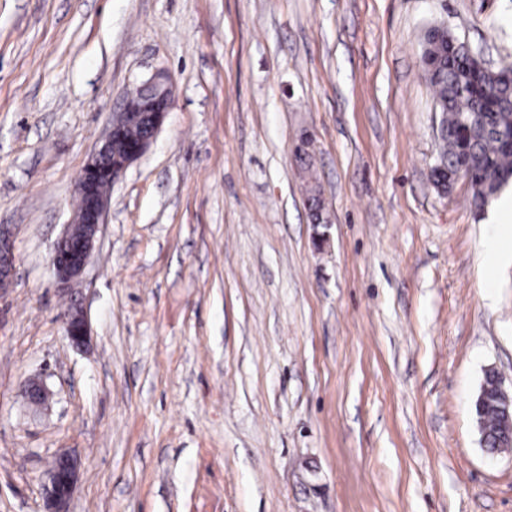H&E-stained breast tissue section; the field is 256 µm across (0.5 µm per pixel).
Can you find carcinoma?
<instances>
[{
  "label": "carcinoma",
  "mask_w": 512,
  "mask_h": 512,
  "mask_svg": "<svg viewBox=\"0 0 512 512\" xmlns=\"http://www.w3.org/2000/svg\"><path fill=\"white\" fill-rule=\"evenodd\" d=\"M479 51L451 32L430 28L424 38L420 65L442 113L444 134L436 184L449 189L454 175H470L473 204L485 205L512 182V65L480 66ZM474 401L480 445L499 453L512 445L501 409L497 373L485 372Z\"/></svg>",
  "instance_id": "obj_1"
}]
</instances>
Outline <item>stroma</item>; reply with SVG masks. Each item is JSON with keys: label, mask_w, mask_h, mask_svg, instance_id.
Returning a JSON list of instances; mask_svg holds the SVG:
<instances>
[{"label": "stroma", "mask_w": 512, "mask_h": 512, "mask_svg": "<svg viewBox=\"0 0 512 512\" xmlns=\"http://www.w3.org/2000/svg\"><path fill=\"white\" fill-rule=\"evenodd\" d=\"M435 25L512 64V0H0V512H49L62 453L70 512H512L473 416L486 369L512 390V238L484 268L497 201L434 183ZM158 70L172 107L65 296L75 181ZM15 270V254L9 232L0 231V288L10 287ZM65 332L77 347L87 345L90 336L88 319L80 307L71 306L64 316ZM47 488L48 499L54 506L51 512H68L67 504L76 480L74 461L66 455L58 456Z\"/></svg>", "instance_id": "35a3bbf8"}]
</instances>
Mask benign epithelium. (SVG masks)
<instances>
[{
  "instance_id": "7a95c632",
  "label": "benign epithelium",
  "mask_w": 512,
  "mask_h": 512,
  "mask_svg": "<svg viewBox=\"0 0 512 512\" xmlns=\"http://www.w3.org/2000/svg\"><path fill=\"white\" fill-rule=\"evenodd\" d=\"M172 105V87L169 77L157 72L143 81L123 100L120 111L114 113L112 123L98 147L90 155L76 184V197L83 201L73 210L71 220L53 246L50 265L58 287L69 290L80 279L93 256L98 233L106 223L112 185L138 160L155 139ZM136 113L146 119L143 131L126 134L123 119ZM127 138L123 154L112 153L116 138ZM15 270V254L9 232L0 231V288L10 287ZM65 332L77 347L87 345L90 336L88 319L83 310L72 306L65 314ZM31 405L46 404L50 392L42 379H33L23 388ZM76 480L74 461L66 455L57 457L47 488L52 512H68L67 504Z\"/></svg>"
}]
</instances>
